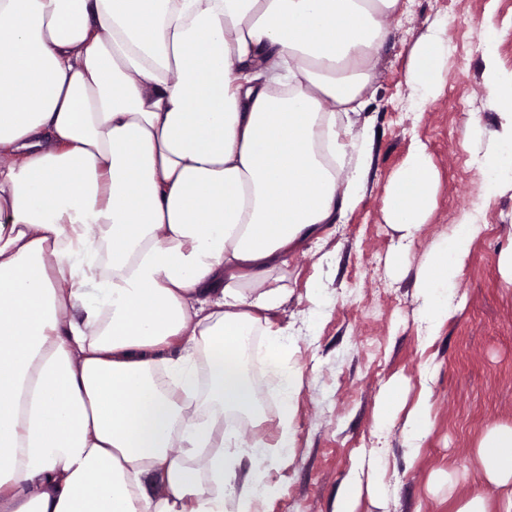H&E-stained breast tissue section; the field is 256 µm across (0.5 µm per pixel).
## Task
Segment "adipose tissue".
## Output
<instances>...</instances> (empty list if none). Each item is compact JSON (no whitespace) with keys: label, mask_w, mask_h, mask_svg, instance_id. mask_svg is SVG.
<instances>
[{"label":"adipose tissue","mask_w":512,"mask_h":512,"mask_svg":"<svg viewBox=\"0 0 512 512\" xmlns=\"http://www.w3.org/2000/svg\"><path fill=\"white\" fill-rule=\"evenodd\" d=\"M400 0H0V512H224L238 459L224 410L247 409L234 354L260 336L283 398L299 376L288 295L268 287L362 200L336 162ZM444 33L415 51L421 101ZM344 123H337V116ZM432 171L417 145L384 218L414 238ZM512 180L500 115L487 195ZM481 226L429 250L420 320L438 335ZM209 350V394L195 393ZM263 444L235 490L254 512ZM512 512V425L477 450Z\"/></svg>","instance_id":"1"}]
</instances>
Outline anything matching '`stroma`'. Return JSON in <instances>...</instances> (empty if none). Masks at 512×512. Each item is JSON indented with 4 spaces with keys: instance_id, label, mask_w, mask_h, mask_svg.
<instances>
[{
    "instance_id": "1",
    "label": "stroma",
    "mask_w": 512,
    "mask_h": 512,
    "mask_svg": "<svg viewBox=\"0 0 512 512\" xmlns=\"http://www.w3.org/2000/svg\"><path fill=\"white\" fill-rule=\"evenodd\" d=\"M491 17V46L480 45L477 24ZM388 37L363 92L371 122L372 164L363 198L325 241L289 258L283 276L290 293L271 315L289 331L287 359L300 378L282 406L277 377L264 368L268 405L255 425L233 412L227 429L247 454L254 440L269 447V490L259 512H335L347 478L360 466L377 471L379 496L362 494L357 512H457L480 495L494 501L476 450L487 430L512 425V283L499 271V254L512 243V187L487 196L482 170L489 134L512 102V86L498 95L484 86V59L494 53L512 74V0H400ZM444 26L449 51L440 93L419 102L410 82L411 51L430 29ZM468 101V113L453 102ZM477 131L465 130L468 115ZM425 144L437 175L435 205L413 241L387 224L384 203L393 179L416 144ZM468 215L481 232L456 279V309L432 344H424L415 286L430 245ZM401 265H394V258ZM324 307L315 310L313 292ZM315 330H307L309 319ZM400 381L401 413L423 384L432 389L429 428L418 453H409L401 426L376 424L385 385ZM287 435L291 461L280 465L276 444Z\"/></svg>"
}]
</instances>
